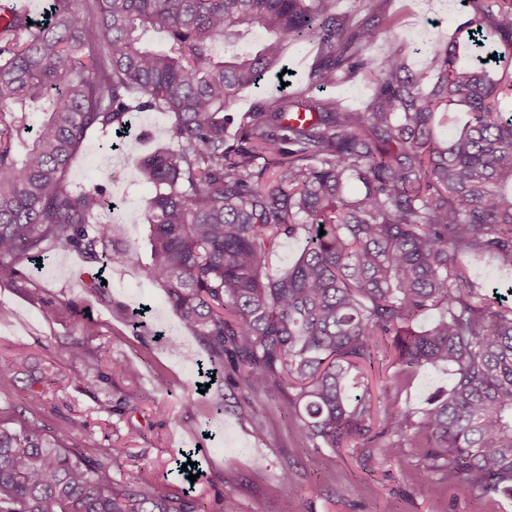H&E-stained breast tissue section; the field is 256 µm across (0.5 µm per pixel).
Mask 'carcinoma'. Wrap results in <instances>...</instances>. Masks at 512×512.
<instances>
[{"label": "carcinoma", "instance_id": "obj_1", "mask_svg": "<svg viewBox=\"0 0 512 512\" xmlns=\"http://www.w3.org/2000/svg\"><path fill=\"white\" fill-rule=\"evenodd\" d=\"M386 2L373 0L370 23L337 14L336 0H53L37 29L11 14L0 26V280L48 245L125 266L122 219L103 223L104 189L70 188L69 167L91 134L123 131L133 112L169 113V145L138 159L154 188L141 275L209 362L232 386L280 399L317 448L354 441L387 460L420 448L434 488L512 495V305L497 286L482 297L468 265L489 256L512 270V0H471L456 39L423 47L436 76L427 92ZM154 32L166 35L160 49ZM297 41L319 48L306 87L228 114ZM490 42L502 74L459 61ZM361 73L375 86L362 110L309 95ZM450 108L467 121L442 140L433 122ZM34 112L26 143L15 133ZM298 237L299 258L269 274L280 241ZM90 337L66 355L94 372L93 390L104 375ZM381 356L394 395L411 371L445 366L448 395L374 412L365 369ZM0 512L212 508L163 492L151 468L120 485L112 449L90 452L18 413L0 415Z\"/></svg>", "mask_w": 512, "mask_h": 512}]
</instances>
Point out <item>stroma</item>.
I'll return each mask as SVG.
<instances>
[{"label":"stroma","instance_id":"obj_1","mask_svg":"<svg viewBox=\"0 0 512 512\" xmlns=\"http://www.w3.org/2000/svg\"><path fill=\"white\" fill-rule=\"evenodd\" d=\"M387 10L399 16L413 71L430 85L418 45L447 40L471 17V7L461 0H388ZM169 125L164 113L137 112L129 136L145 153L166 144ZM97 184L105 186L123 219L115 236L129 249V262L113 269L51 246L40 262L21 265L17 281H0V364L16 367V386L0 393V410L38 415L53 429L76 426L84 447L120 449L112 464L115 480L129 481L138 466L151 465L170 493L183 488L176 460L193 451L196 493L210 501L216 490H224L236 500L238 512H512V498L476 489L445 485L431 496L419 449H405L395 460H364L355 447L317 448L279 401L209 382L198 340L179 330L163 290L140 276L149 257L148 227L136 216L152 187L112 133L91 135L68 173L70 188ZM101 280L107 283L102 292L96 288ZM31 288L40 289L41 301L29 299ZM144 304L150 308L147 325L133 328L125 315ZM45 306L56 307L54 320L44 319ZM86 327L95 332L89 345L98 351V369L105 376L92 392L84 389V367L70 363L65 353L66 343ZM169 328L178 329L177 343L163 337ZM116 363L130 367L132 377L113 375ZM451 384L448 369L421 370L399 402L422 408L431 394ZM104 400L111 401V414L100 412ZM257 419L264 425L260 434L253 429ZM286 470L294 475L290 494L281 488ZM225 475L231 478L226 485Z\"/></svg>","mask_w":512,"mask_h":512}]
</instances>
